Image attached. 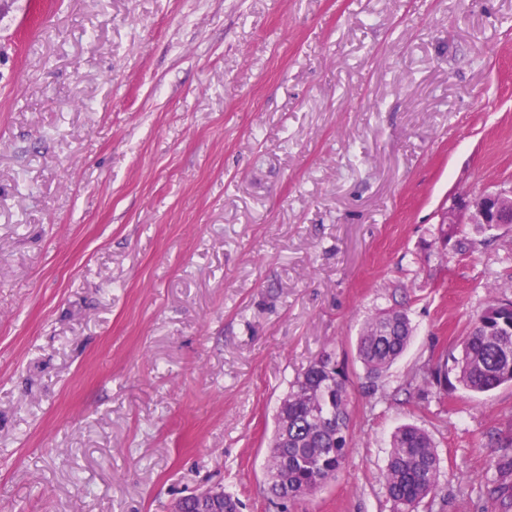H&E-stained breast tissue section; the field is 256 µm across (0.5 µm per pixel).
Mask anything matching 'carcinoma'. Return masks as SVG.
Listing matches in <instances>:
<instances>
[{
  "instance_id": "obj_1",
  "label": "carcinoma",
  "mask_w": 512,
  "mask_h": 512,
  "mask_svg": "<svg viewBox=\"0 0 512 512\" xmlns=\"http://www.w3.org/2000/svg\"><path fill=\"white\" fill-rule=\"evenodd\" d=\"M414 327L397 307L379 310L362 325L356 345L365 370V389L375 395L382 378L407 349ZM452 365H433L408 385L433 388L438 401L456 380L483 394L512 383V301L492 297L471 321ZM350 373L333 350L323 352L297 375L281 399L265 470L270 495L278 500L310 496L336 478L354 444L351 427ZM441 461L433 437L405 425L392 436L383 484L394 512H415L439 486ZM492 496L512 485V452L504 453L484 476Z\"/></svg>"
}]
</instances>
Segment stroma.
Returning a JSON list of instances; mask_svg holds the SVG:
<instances>
[{
	"mask_svg": "<svg viewBox=\"0 0 512 512\" xmlns=\"http://www.w3.org/2000/svg\"><path fill=\"white\" fill-rule=\"evenodd\" d=\"M512 182V0H0V512H393L394 430L428 431L417 512H498L512 385L406 388L489 299L512 224L433 240L458 192ZM410 347L370 405L364 320ZM349 362L351 453L277 501L288 384ZM512 440L506 443L502 448H511ZM484 483L489 489V494L496 498L500 493H504L505 489L511 486L512 481V448L511 453H504L496 462L494 471L489 475L488 472L484 476ZM508 486V487H506Z\"/></svg>",
	"mask_w": 512,
	"mask_h": 512,
	"instance_id": "35a3bbf8",
	"label": "stroma"
}]
</instances>
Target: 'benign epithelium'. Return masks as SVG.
<instances>
[{"mask_svg": "<svg viewBox=\"0 0 512 512\" xmlns=\"http://www.w3.org/2000/svg\"><path fill=\"white\" fill-rule=\"evenodd\" d=\"M512 211V185L497 186L477 193H461L451 200L438 220L437 243L440 249L448 247V225L506 223L503 213Z\"/></svg>", "mask_w": 512, "mask_h": 512, "instance_id": "benign-epithelium-1", "label": "benign epithelium"}]
</instances>
